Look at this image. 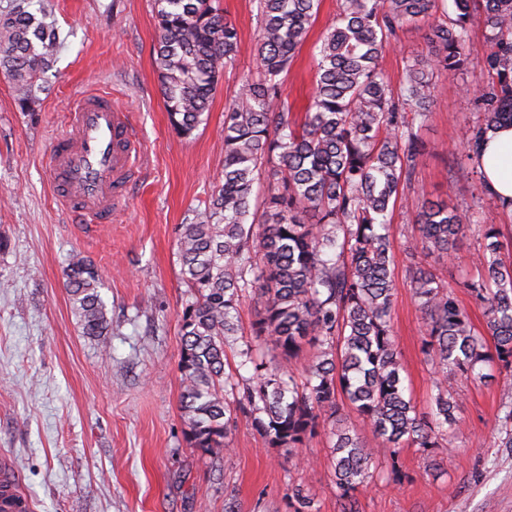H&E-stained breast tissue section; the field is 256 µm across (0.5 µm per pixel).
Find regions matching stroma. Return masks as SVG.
<instances>
[{
    "instance_id": "obj_1",
    "label": "stroma",
    "mask_w": 512,
    "mask_h": 512,
    "mask_svg": "<svg viewBox=\"0 0 512 512\" xmlns=\"http://www.w3.org/2000/svg\"><path fill=\"white\" fill-rule=\"evenodd\" d=\"M33 4L47 10L62 41L35 111H22L0 76V460L15 466L18 492L31 512H288L293 483L310 490L318 512H341L329 429L288 456L242 418L228 446L205 452L189 447L180 412V319L189 294L178 227L209 201L224 166V110L244 75L258 69L254 0H222L241 35L238 65L223 74L203 123L187 138L172 129L160 90L154 0ZM338 5L322 0L309 45L283 77L294 112H303L313 87L310 44ZM427 34L423 23L398 31L380 59L391 84L409 61L429 58ZM467 43L466 67L437 79L418 129L424 149L403 194L447 202L479 220L441 257L408 251L412 225L394 217V336L422 413L437 393L436 374L422 351L426 328L411 274L420 266L432 271L485 331L482 309L463 284L481 276L473 256L483 225L512 224V214L482 194L476 164L460 163V131L483 113L465 90L487 79L484 30L472 27ZM102 92L128 110L143 152L139 177L111 223L84 225L54 199L48 153L74 101ZM76 253L102 274L107 335L83 334L64 288ZM494 375L486 384L449 376L448 391L460 401L450 460L402 449L401 478L375 472L356 494L358 512H512V447L501 444L500 410V384L512 371Z\"/></svg>"
}]
</instances>
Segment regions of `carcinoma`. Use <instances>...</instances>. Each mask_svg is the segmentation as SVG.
Returning <instances> with one entry per match:
<instances>
[{
  "mask_svg": "<svg viewBox=\"0 0 512 512\" xmlns=\"http://www.w3.org/2000/svg\"><path fill=\"white\" fill-rule=\"evenodd\" d=\"M260 17V72L243 80L224 111V168L204 210L178 227L182 280L193 301L181 316V409L193 448L228 447L238 416L251 421L271 448H301L322 422L334 438L331 469L342 512H356L354 492L386 466L397 470L400 449L423 453L450 445L458 403L445 389L450 373L481 380L497 360L512 368V260L501 257L504 234L485 224L476 263L483 274L463 287L484 307L489 336L477 334L455 292L430 271L411 278L426 326V350L437 383L431 411L416 410L402 373L392 327L395 290L392 216L400 185L420 156L414 121L424 123L434 75L461 70L467 32L484 29L483 119L461 131L468 159L488 128L512 123V0H452L447 20L431 25L428 62L407 64L394 88L378 61L396 30L427 19L439 0H341L339 13L314 46L315 88L301 116L283 96L288 73L320 0H255ZM156 66L171 127L191 135L236 65L240 34L219 0H155ZM47 15L18 3L0 13V73L19 106L35 111L49 80L59 37ZM412 246L448 255L473 215L424 202L411 216ZM64 287L87 336L110 321L96 266L74 255ZM254 301L251 335L292 358L316 349L299 377L240 350L254 383L240 389L224 357L240 327L238 308ZM233 400H227V394ZM349 407L375 438L367 445L347 423ZM292 512H314L301 487L288 489Z\"/></svg>",
  "mask_w": 512,
  "mask_h": 512,
  "instance_id": "1",
  "label": "carcinoma"
}]
</instances>
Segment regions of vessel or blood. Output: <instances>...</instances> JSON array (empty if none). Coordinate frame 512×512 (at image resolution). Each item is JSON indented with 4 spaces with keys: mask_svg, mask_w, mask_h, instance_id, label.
Masks as SVG:
<instances>
[{
    "mask_svg": "<svg viewBox=\"0 0 512 512\" xmlns=\"http://www.w3.org/2000/svg\"><path fill=\"white\" fill-rule=\"evenodd\" d=\"M141 153L128 115L103 93L86 95L50 154V181L66 210L87 224H108L125 199ZM10 467L0 468V512H29Z\"/></svg>",
    "mask_w": 512,
    "mask_h": 512,
    "instance_id": "b4317fda",
    "label": "vessel or blood"
}]
</instances>
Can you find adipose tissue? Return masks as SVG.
<instances>
[{
    "mask_svg": "<svg viewBox=\"0 0 512 512\" xmlns=\"http://www.w3.org/2000/svg\"><path fill=\"white\" fill-rule=\"evenodd\" d=\"M475 163L486 192L501 203H512V125L500 124L484 135Z\"/></svg>",
    "mask_w": 512,
    "mask_h": 512,
    "instance_id": "ef3b65f1",
    "label": "adipose tissue"
}]
</instances>
